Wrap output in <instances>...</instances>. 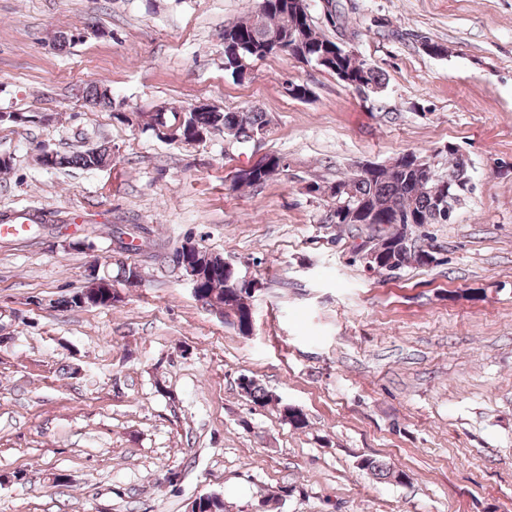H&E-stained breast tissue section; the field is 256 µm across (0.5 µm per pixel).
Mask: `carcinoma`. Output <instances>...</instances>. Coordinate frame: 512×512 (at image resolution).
I'll list each match as a JSON object with an SVG mask.
<instances>
[{
  "label": "carcinoma",
  "mask_w": 512,
  "mask_h": 512,
  "mask_svg": "<svg viewBox=\"0 0 512 512\" xmlns=\"http://www.w3.org/2000/svg\"><path fill=\"white\" fill-rule=\"evenodd\" d=\"M307 0H261L258 12L242 21L224 26V67L234 69L232 56L235 49L248 58L263 59L272 55L268 47L271 34L281 31L283 41L296 44L309 61L321 54L332 55L329 62L321 67L336 76L348 78L346 84L355 90L369 86H379L382 78L374 67L361 61L352 51L339 48L336 42L321 34L307 15ZM86 104L96 108H113L112 98L99 93V87L90 86L84 90ZM185 127H194L210 138L216 134L232 137L238 142L249 141L252 135L267 131L268 120L258 108L241 111H224L207 108L202 112H188ZM112 156V148L101 145L72 155L55 153L44 167L57 169L66 165L78 166L86 170H95L107 165ZM416 153L402 154L391 165L376 168L372 173L363 175L350 172L336 180L334 185L349 188L339 198L347 202L346 210L339 208L326 217L328 224H446L448 214L441 210V203L448 202V195L459 191V186L468 183L465 165L457 159L448 165V173L455 181L445 182L438 173L423 180L418 179ZM282 157L272 154L265 156L257 164L242 170L233 177L234 187L257 188L271 177L284 170ZM390 245L377 261L368 263V268L391 270L417 264L425 266L435 261L434 255L427 250H416L408 245L404 233L396 230L387 236ZM200 277L195 282L193 293L206 308L222 315L226 319H235L244 326L247 316L253 313L249 303L253 293L248 285L239 280L238 273L225 268L224 258L201 250L194 260L183 266V271ZM120 302V298L109 297L102 288L94 284L71 295L64 305L71 310L86 306L108 307ZM241 393L257 406H267L275 401L270 392L262 388L252 377H245L239 384ZM282 418L296 429L306 427L304 413L288 404L281 406ZM364 469L378 479L394 480L395 471L385 463L375 459L363 461ZM193 512H226L223 496L216 493L202 494L192 502Z\"/></svg>",
  "instance_id": "carcinoma-1"
}]
</instances>
